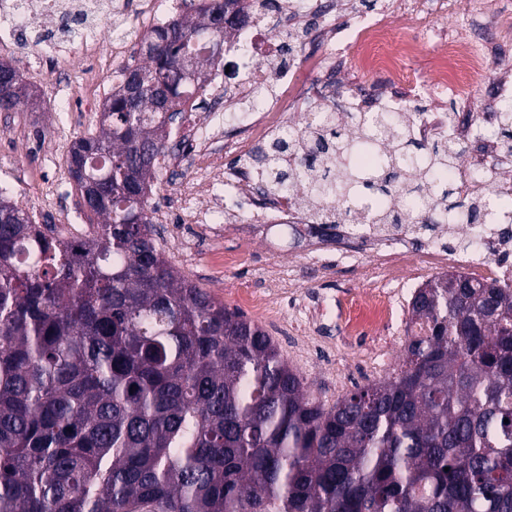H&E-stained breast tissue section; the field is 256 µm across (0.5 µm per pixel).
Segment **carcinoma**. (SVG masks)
I'll use <instances>...</instances> for the list:
<instances>
[{"label": "carcinoma", "mask_w": 512, "mask_h": 512, "mask_svg": "<svg viewBox=\"0 0 512 512\" xmlns=\"http://www.w3.org/2000/svg\"><path fill=\"white\" fill-rule=\"evenodd\" d=\"M191 4L142 37L69 166L99 222L64 242L0 194V512H512V287L446 276L418 289L394 373L327 407L267 332L157 246L148 195L168 112L224 38L277 0ZM205 41L210 54H200ZM140 91L129 93L132 82ZM0 63V111L28 98ZM417 114L306 112L257 155L265 186L320 224L362 216L491 224L512 195H456L459 143ZM512 154V99L485 127Z\"/></svg>", "instance_id": "1"}]
</instances>
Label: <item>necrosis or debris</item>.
Instances as JSON below:
<instances>
[{
  "mask_svg": "<svg viewBox=\"0 0 512 512\" xmlns=\"http://www.w3.org/2000/svg\"><path fill=\"white\" fill-rule=\"evenodd\" d=\"M126 14L114 0H0V42L16 54L31 52L69 65L84 58L97 64L86 71L91 88L82 105L96 113L102 99L112 94L120 82L121 64L132 43L122 25ZM112 25L114 35L109 54L101 52V21ZM274 29L247 24L236 29L224 45L226 53L237 55L241 64L235 93L224 85L223 65L212 66L207 78L188 106L203 110L204 116L174 135L176 143H189L194 156L215 155L218 147L240 152L243 159L262 141L282 137L293 129L280 117L283 102L274 91L282 86L292 97H335L338 105L346 100L338 94L335 64H327L314 82L299 85L289 77L290 69L277 53L271 52ZM312 43L337 44L340 52L366 72H393L404 81L417 83L408 62L415 53L412 43L403 40L382 19L370 14L357 15L343 30L322 25L308 33ZM488 42L480 25L468 33L448 37L445 54L434 64L435 91L460 98L473 85L485 82L490 58ZM512 166V157L497 150L479 151L455 172L461 197L486 200L497 194L512 195V181L497 180L498 170ZM181 224L164 238L163 244L178 256L190 259L201 238H223L234 232V225L218 219L217 209L201 208L192 194H184ZM264 224H299L308 239L310 260H318L328 249L348 252L360 245L387 270L386 281L360 295L350 306L338 303L334 294L322 291L300 304L292 322L297 331L318 346H335L344 352L356 346L359 333L370 330L369 351L364 363L372 374L386 372L397 348L389 329L404 311L401 292L407 280L410 258L446 269L473 280H496L512 285V225L470 224L464 237H457L456 225H439L431 230L414 224H317L298 196L269 193L254 215Z\"/></svg>",
  "mask_w": 512,
  "mask_h": 512,
  "instance_id": "4bbe7bcc",
  "label": "necrosis or debris"
}]
</instances>
